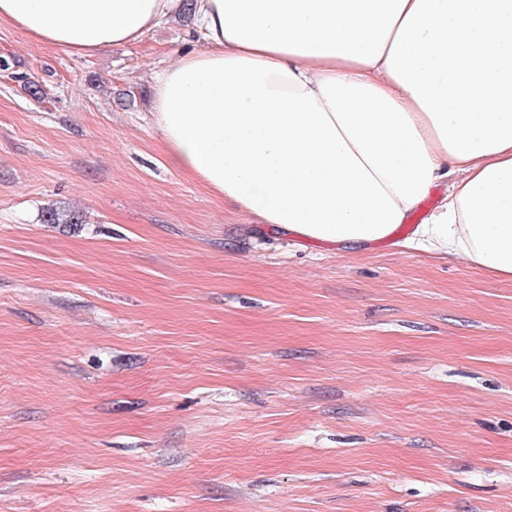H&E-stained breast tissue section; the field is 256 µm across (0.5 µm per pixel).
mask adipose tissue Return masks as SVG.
Here are the masks:
<instances>
[{"mask_svg":"<svg viewBox=\"0 0 512 512\" xmlns=\"http://www.w3.org/2000/svg\"><path fill=\"white\" fill-rule=\"evenodd\" d=\"M183 0H0L73 54L132 44ZM200 50L153 73L173 165L272 228L387 240L512 277V0H195Z\"/></svg>","mask_w":512,"mask_h":512,"instance_id":"ef3b65f1","label":"adipose tissue"}]
</instances>
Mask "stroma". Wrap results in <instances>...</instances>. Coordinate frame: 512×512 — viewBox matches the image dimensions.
Instances as JSON below:
<instances>
[{
    "mask_svg": "<svg viewBox=\"0 0 512 512\" xmlns=\"http://www.w3.org/2000/svg\"><path fill=\"white\" fill-rule=\"evenodd\" d=\"M192 32L0 24V512H512V280L178 170L150 76Z\"/></svg>",
    "mask_w": 512,
    "mask_h": 512,
    "instance_id": "stroma-1",
    "label": "stroma"
}]
</instances>
